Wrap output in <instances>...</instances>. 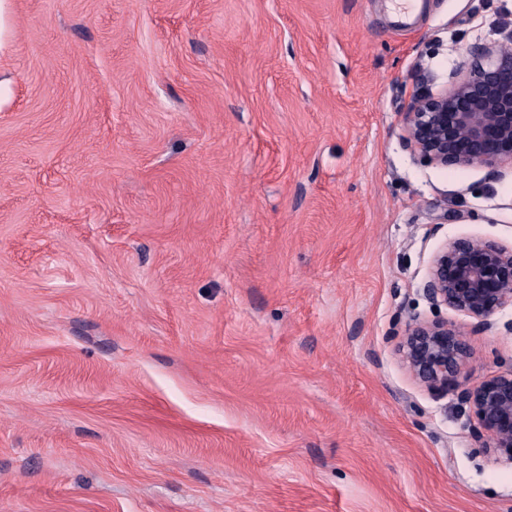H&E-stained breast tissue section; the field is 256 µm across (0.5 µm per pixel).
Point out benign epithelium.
Instances as JSON below:
<instances>
[{"label":"benign epithelium","instance_id":"benign-epithelium-1","mask_svg":"<svg viewBox=\"0 0 512 512\" xmlns=\"http://www.w3.org/2000/svg\"><path fill=\"white\" fill-rule=\"evenodd\" d=\"M466 72L439 93L416 91L403 113L406 141L427 162L444 168L479 166L495 174L512 167V52L475 48ZM430 307L471 319L468 325L417 315L396 352L429 389L452 383L473 415V435L497 462L512 465V368L468 382L467 337L487 331L512 307V247L459 236L432 257L423 282Z\"/></svg>","mask_w":512,"mask_h":512}]
</instances>
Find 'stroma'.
Returning a JSON list of instances; mask_svg holds the SVG:
<instances>
[{
  "instance_id": "obj_1",
  "label": "stroma",
  "mask_w": 512,
  "mask_h": 512,
  "mask_svg": "<svg viewBox=\"0 0 512 512\" xmlns=\"http://www.w3.org/2000/svg\"><path fill=\"white\" fill-rule=\"evenodd\" d=\"M512 0H0V512H512L395 352L512 169L407 146ZM512 368V308L470 339Z\"/></svg>"
}]
</instances>
